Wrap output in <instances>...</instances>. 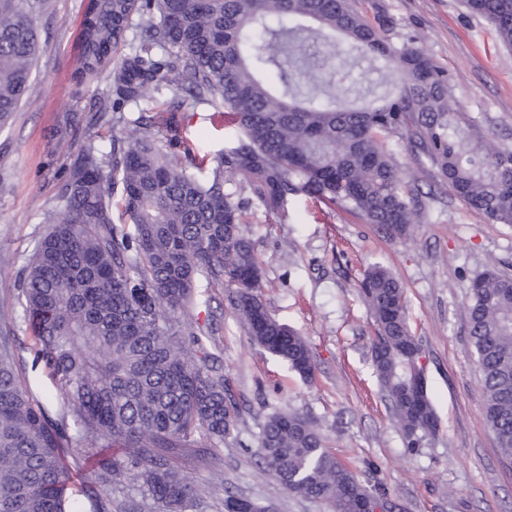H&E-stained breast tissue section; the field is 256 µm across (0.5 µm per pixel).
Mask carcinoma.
I'll list each match as a JSON object with an SVG mask.
<instances>
[{"label":"carcinoma","mask_w":512,"mask_h":512,"mask_svg":"<svg viewBox=\"0 0 512 512\" xmlns=\"http://www.w3.org/2000/svg\"><path fill=\"white\" fill-rule=\"evenodd\" d=\"M512 50V0H464ZM0 0V128L27 100L40 54L35 13ZM341 40L369 61L376 78L360 105L341 99L345 68L305 78L301 48L316 36ZM77 82L105 74L112 111L137 117L111 150L91 138L70 165L49 230L26 268L24 313L56 390L108 487L125 478L148 512H191L212 493L189 479L173 454L199 438L218 452L241 413L218 357L194 332L197 282L224 284L251 340L302 377L313 374L310 348L279 323L262 299L263 271L244 216L288 212L304 195L357 214L392 236L407 237L422 213L403 179L395 146L408 142L417 162L470 208L512 224V149L465 121L448 73L388 25L374 26L350 0H87L80 26ZM123 46L130 53L115 54ZM171 93L154 105L151 91ZM208 105L235 126L232 145L208 159L177 139L207 170L186 174L157 145L178 112ZM247 196L232 199L225 176ZM124 198L112 214L111 189ZM360 294L377 326L374 373L409 448L438 430L427 385L412 382L421 347L405 288L379 264ZM469 340L483 410L504 459L512 463V276L488 270L471 282ZM67 432L22 386L9 337L0 338V512H67L72 481ZM258 456L286 490L357 512L374 493L325 446L297 412L265 423ZM224 512H263L245 497H224Z\"/></svg>","instance_id":"1"}]
</instances>
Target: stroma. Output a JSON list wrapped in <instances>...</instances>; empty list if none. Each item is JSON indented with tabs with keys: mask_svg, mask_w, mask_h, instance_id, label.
<instances>
[{
	"mask_svg": "<svg viewBox=\"0 0 512 512\" xmlns=\"http://www.w3.org/2000/svg\"><path fill=\"white\" fill-rule=\"evenodd\" d=\"M373 23L391 25L455 77L460 109L501 146L512 148V50L462 0H353ZM82 0H52L38 15L43 51L29 98L0 130V334L14 349L22 384L49 417L74 434L68 401L37 355L23 316L26 266L45 234L66 169L83 140L110 143L123 124L94 103L112 92L105 76L76 82ZM180 137L211 154L233 131L206 105L178 113ZM403 177L414 178L421 223L409 238L385 234L343 209L311 199L291 202L286 216H246L262 263L269 312L307 341L315 372L304 379L247 335L229 291L199 282L198 322L224 369L241 410L218 457L190 448L178 465L197 485L222 476L226 492L272 505L275 512H323L321 505L277 483L257 462L262 429L277 412H299L320 429L326 447L359 482L386 491L396 512H512V462L499 453L483 415L469 343L470 285L492 269L512 274V224H495L453 195L434 168L420 165L408 143L396 147ZM381 264L403 283L408 316L422 348L427 390L439 420L435 435L406 448L390 402L373 373V318L358 288L367 265ZM81 480L69 489L74 512H129L132 495L105 494L91 465L71 452Z\"/></svg>",
	"mask_w": 512,
	"mask_h": 512,
	"instance_id": "1",
	"label": "stroma"
}]
</instances>
